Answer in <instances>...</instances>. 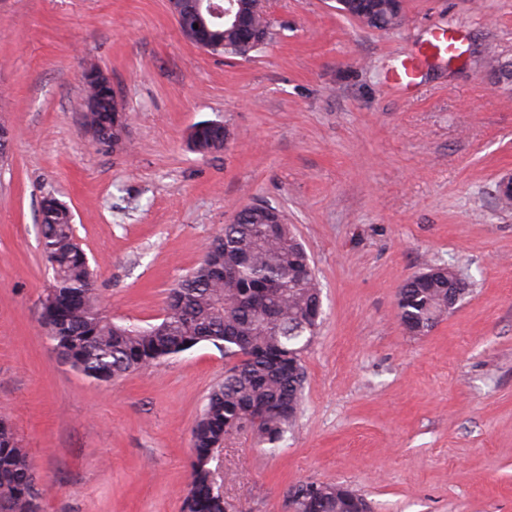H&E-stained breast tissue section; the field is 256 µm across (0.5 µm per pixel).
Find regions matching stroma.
Returning <instances> with one entry per match:
<instances>
[{
  "mask_svg": "<svg viewBox=\"0 0 512 512\" xmlns=\"http://www.w3.org/2000/svg\"><path fill=\"white\" fill-rule=\"evenodd\" d=\"M272 41L207 53L166 0H0V419L39 477L41 512H181L191 428L227 363L200 345L102 383L60 363L39 317L50 273L38 208L54 195L112 317L162 318L171 288L236 212L280 209L311 256L323 319L281 447L224 441L227 512H286L294 483H340L373 512H512V0H404L371 30L336 0H270ZM464 55L388 76L435 27ZM96 66L128 114L126 149L81 127ZM223 152L190 145L201 121ZM436 265L469 295L408 334L396 295ZM191 139L195 150L202 154H212L224 149V142L229 139V133L217 122L202 121L195 126Z\"/></svg>",
  "mask_w": 512,
  "mask_h": 512,
  "instance_id": "obj_1",
  "label": "stroma"
}]
</instances>
